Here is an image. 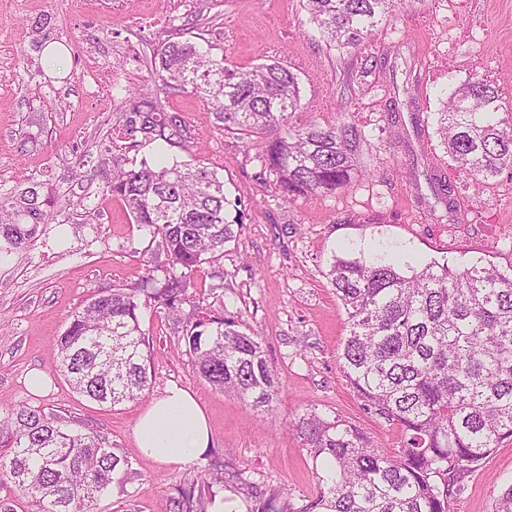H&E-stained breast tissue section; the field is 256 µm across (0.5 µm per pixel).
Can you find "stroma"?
Listing matches in <instances>:
<instances>
[{"mask_svg": "<svg viewBox=\"0 0 512 512\" xmlns=\"http://www.w3.org/2000/svg\"><path fill=\"white\" fill-rule=\"evenodd\" d=\"M46 15L64 52L54 67L35 30ZM178 32L203 38L238 66L279 60L299 78L297 122L346 119L364 134L347 186L287 203L275 178L255 179L260 143L244 147L197 97L163 99L193 137L170 155L217 169L242 211L235 240L195 273L182 309L199 305L260 333L281 383L268 413L200 378L185 353L183 320L150 306L142 307L140 324L150 342L152 382L140 398L106 408L53 369L57 336L94 291L132 286L149 273L148 236L104 190L112 170L104 148L116 135L127 91L156 93L151 57ZM89 52L113 69L111 97L91 94L81 78ZM471 77L490 80L512 103V0H411L372 31L367 45L343 52L326 46L303 0H0V188L40 185L55 216L46 234L0 260V417L15 404L40 407L67 428L106 437L126 456L129 478L112 483L95 512H174L179 488L203 471L217 478L216 494L235 512H249L256 494L285 488L295 506L305 505L317 474L292 426L313 409L395 447L397 431L364 413L337 366L345 315L326 271L345 249L369 252L382 244L413 263L480 259L512 267V242L494 234L495 225H512V173L474 187L437 132L444 96ZM78 148L91 152L81 166ZM438 175L459 221L448 233L431 189ZM33 369L48 376L44 392L26 386ZM172 385L197 399L211 443L193 462L164 466L139 454L133 428ZM511 482L512 440L456 487L450 512H494Z\"/></svg>", "mask_w": 512, "mask_h": 512, "instance_id": "1", "label": "stroma"}]
</instances>
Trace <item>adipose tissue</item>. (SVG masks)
<instances>
[{
  "label": "adipose tissue",
  "instance_id": "obj_1",
  "mask_svg": "<svg viewBox=\"0 0 512 512\" xmlns=\"http://www.w3.org/2000/svg\"><path fill=\"white\" fill-rule=\"evenodd\" d=\"M133 435L143 457L170 466L201 455L209 445L210 428L194 396L172 386L139 415Z\"/></svg>",
  "mask_w": 512,
  "mask_h": 512
}]
</instances>
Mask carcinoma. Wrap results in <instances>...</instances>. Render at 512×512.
<instances>
[{
  "label": "carcinoma",
  "mask_w": 512,
  "mask_h": 512,
  "mask_svg": "<svg viewBox=\"0 0 512 512\" xmlns=\"http://www.w3.org/2000/svg\"><path fill=\"white\" fill-rule=\"evenodd\" d=\"M406 0H305L310 22L328 46L357 48ZM164 94L191 92L210 105L227 132L262 143L261 175L276 177L287 198L334 193L346 186L363 140L351 121L295 125L299 79L278 61L238 67L190 39L154 51ZM123 153L150 143L191 140L179 112L129 93ZM439 133L476 187L512 170V107L488 81H464L444 101ZM106 191L150 236L148 263L163 272L132 287L97 291L57 337L56 369L84 397L112 407L138 397L150 381L140 327L141 303L176 312L191 277L236 238L240 215L218 171L189 161L127 168L112 160ZM52 201L35 186L0 193V257L26 249L54 220ZM329 282L346 315L336 362L364 411L399 429L396 447L381 448L363 429L316 412L296 431L321 461L315 498L296 509L271 502L252 512H449L455 486L495 448L512 439V267L478 262L452 269L436 261L402 264L383 247L335 256ZM195 372L212 387L270 410L280 379L262 340L232 317L198 309L187 320ZM0 480L37 512H91L129 463L94 431L64 429L60 419L14 405L0 421ZM210 499L183 492L174 507L206 512Z\"/></svg>",
  "instance_id": "1"
}]
</instances>
